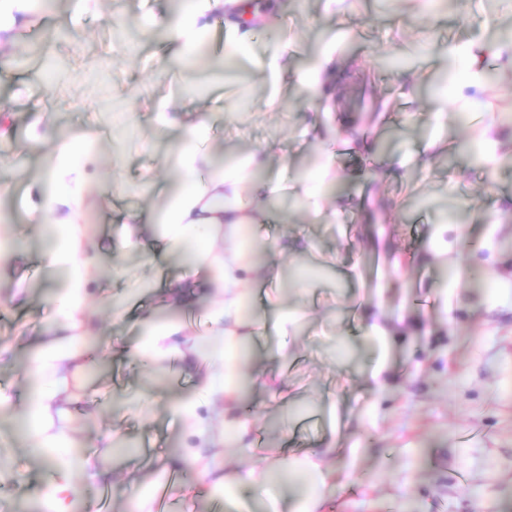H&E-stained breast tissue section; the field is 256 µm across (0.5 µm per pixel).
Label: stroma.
<instances>
[{"label": "stroma", "mask_w": 512, "mask_h": 512, "mask_svg": "<svg viewBox=\"0 0 512 512\" xmlns=\"http://www.w3.org/2000/svg\"><path fill=\"white\" fill-rule=\"evenodd\" d=\"M176 0H125L114 18L106 0H56L55 9L33 11L9 32L0 50V102L10 114L0 122V233L20 254L0 280V465L12 477L0 487V512H44L43 493L52 477L50 458L29 447L33 429L22 419L28 397L43 379L34 371L30 338L54 318L56 299L68 285L67 268L41 262L61 231L34 223L31 195L45 183L51 156L80 131L97 128L96 161L87 165L84 229L96 246L97 282L84 306L95 327L84 378L86 410L65 422L70 450L101 469L134 473L135 486L100 490L80 485L70 512H129L135 494H159L171 467L182 480L171 486L165 512H216L202 480V466L231 469L260 464L284 448L332 442L326 463L351 490L328 492L319 512H512V6L507 0H422L420 12L402 0H346L354 22L329 14L325 0H286L288 17L260 29V48L291 41L295 68L281 90L282 110L270 117L260 102L273 87L236 68L240 95L225 100L209 80L222 58L224 25L196 53L165 52L166 32L122 53L114 22L128 33L149 25ZM474 38L490 43L481 66L486 94L469 107L437 103L448 92V67L428 54L431 46ZM338 57L364 73L352 79L334 114H325L320 89L303 83L326 42ZM48 46L49 65L34 68V45ZM423 73L421 83L404 77ZM122 88L113 100V88ZM177 98L203 111L214 127L209 143L216 165L275 139L283 157L273 165L289 183L309 177L331 159L337 179L328 200L346 197L331 224H310L306 205L286 195L274 207L283 221L252 233L253 256L265 261L263 241L286 233L302 236L310 252L282 262L267 292L299 317L289 359L269 357L273 335L251 342L238 362L251 385L259 372L278 369L280 393H249L254 446L227 437L223 454L204 465L174 464L183 425L177 405L192 398L193 382L177 358L139 364L131 350L144 334V313L154 322L175 318L139 291L142 281L166 282L191 275L182 256L167 252L158 264L118 247L121 227L114 208L163 209L180 172L171 162L183 144L163 128L154 106ZM136 113L115 149L112 111ZM491 127L490 140L477 132ZM433 139L455 154L436 153L428 167L415 159ZM448 225V261H435V226ZM134 307L112 317L115 292ZM381 309L392 327L388 339L368 334L360 315ZM297 491L270 478L264 488L245 486L237 498L252 512H287Z\"/></svg>", "instance_id": "1"}]
</instances>
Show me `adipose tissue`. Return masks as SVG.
I'll return each mask as SVG.
<instances>
[{"label": "adipose tissue", "mask_w": 512, "mask_h": 512, "mask_svg": "<svg viewBox=\"0 0 512 512\" xmlns=\"http://www.w3.org/2000/svg\"><path fill=\"white\" fill-rule=\"evenodd\" d=\"M218 15L224 19L225 58L251 66L270 83L282 82L293 65L287 49L262 51L255 42L259 25L281 23L280 9L276 6L260 12L251 9L249 0H192L189 13L167 24L175 52L191 54L198 39L209 34L213 19ZM490 50V44L480 39L444 48V56L460 59L463 64L452 83L453 101L466 103L471 93L482 92L480 63ZM163 122L165 127L183 131L186 140L176 158L186 186L174 195L164 211L167 245L176 252L201 239L206 240L207 245L194 253L192 264L197 270L196 276L170 282L156 290L155 297L161 306L188 311L204 292H211L212 345L207 356H200L198 334L192 322L181 318L154 328L135 346L134 352L155 360L179 356L199 392L208 402L221 403L224 430L220 433L199 414L196 405L188 404L183 408L189 421L184 431V456L197 462L211 450L223 447V434L227 431L233 433L239 447H251V425L239 412V395L232 386L237 377L236 352L242 343L271 331L280 337L290 335L296 324L294 313L288 309L273 307V319L267 322L245 318L243 306L248 298L254 297L257 285L268 282L276 274L274 257L301 249L300 240L291 241L284 236L273 239L268 244L270 262L259 263L248 258L240 233L245 228L271 223L273 201L290 191L308 202L314 222L326 223L333 204L324 198L323 187L334 181L337 174L331 164L325 163L305 182L288 185L270 171L279 152V145L274 141L240 157L237 163L219 167L205 148L211 137V124L207 119L191 117L189 110L172 100ZM95 137V131H85L72 148L56 154L48 171L54 190L31 211L36 219L50 221L66 230L60 245L44 255L46 266L70 268L67 290L53 323L34 338L38 368L53 380L29 407L38 432L33 454H51L56 458V475L44 492L47 512H69V500L79 484L110 481L109 474L91 460L75 461L66 444V433L51 430L54 419H66L84 402L81 392H61L56 383L83 370L79 339L87 335L91 327L90 321L78 317L87 290L95 282L91 243L83 239L81 233L87 180L81 159ZM150 221V216L139 208L122 210L118 217L122 226L120 249L137 251L149 260H156V253L143 234L144 225ZM329 453L326 447L312 448L299 456L272 457L261 467L206 469L202 477L212 493L230 502L242 485L266 482L273 472L287 475L303 469L317 476L318 485L304 493L293 512H318L328 485L324 459Z\"/></svg>", "instance_id": "ef3b65f1"}]
</instances>
